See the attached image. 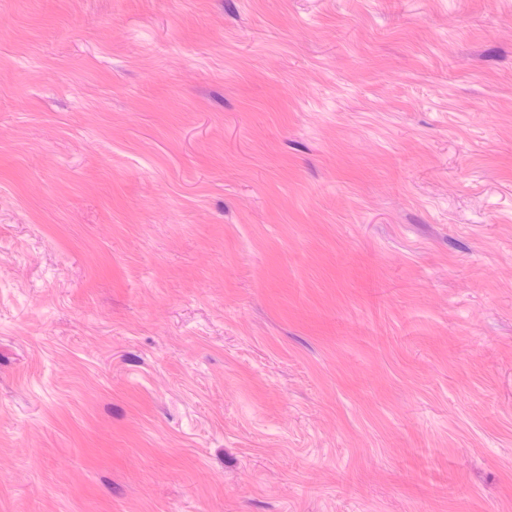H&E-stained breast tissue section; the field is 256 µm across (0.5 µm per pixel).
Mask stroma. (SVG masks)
<instances>
[{"instance_id": "1", "label": "stroma", "mask_w": 512, "mask_h": 512, "mask_svg": "<svg viewBox=\"0 0 512 512\" xmlns=\"http://www.w3.org/2000/svg\"><path fill=\"white\" fill-rule=\"evenodd\" d=\"M0 512H512V0H0Z\"/></svg>"}]
</instances>
